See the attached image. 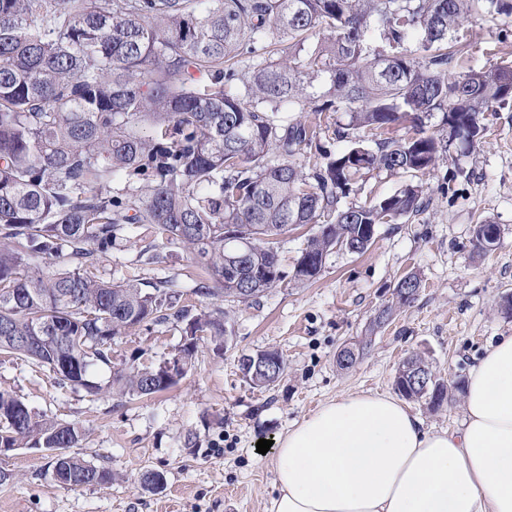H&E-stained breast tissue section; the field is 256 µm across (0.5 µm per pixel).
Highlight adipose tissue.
<instances>
[{
  "label": "adipose tissue",
  "instance_id": "1",
  "mask_svg": "<svg viewBox=\"0 0 512 512\" xmlns=\"http://www.w3.org/2000/svg\"><path fill=\"white\" fill-rule=\"evenodd\" d=\"M268 512H512V334L472 367L455 431L350 393L282 435Z\"/></svg>",
  "mask_w": 512,
  "mask_h": 512
}]
</instances>
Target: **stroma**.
<instances>
[{
    "mask_svg": "<svg viewBox=\"0 0 512 512\" xmlns=\"http://www.w3.org/2000/svg\"><path fill=\"white\" fill-rule=\"evenodd\" d=\"M452 38L471 46L459 70L512 61V18H471ZM484 124L473 152L450 154L423 175L425 212L378 225L364 254L331 252L312 283H283L254 301L193 294L209 278L185 250L172 249L164 265L144 264L141 251L159 239L151 226L132 225L129 242L100 258L94 274L174 282L182 304L227 311L229 342L219 354L201 342L178 384L149 397L91 395L59 385L31 361L0 355V390L23 400L36 417L80 426L84 438L73 455L112 473L108 484L65 488L54 479L51 455L17 449L0 456V470L11 475L0 484V512H266L275 473L272 454L257 452L258 440H278L346 393L395 395L396 372L415 353L447 384L450 400L437 409L413 400L410 409L426 429H458L470 368L497 336L512 332V315L502 308L512 294V103L485 113ZM449 173L456 179L445 192L440 185ZM410 180L407 173L370 172L343 203L371 201ZM485 220L501 229L498 246L487 253L473 246ZM410 272L421 280L415 302L370 332L372 318ZM368 334L369 351L340 369L338 350ZM181 338V327L170 324L132 328L115 339L112 363L160 362ZM267 349L279 351L286 368L274 387L260 390L240 376L238 359ZM150 471L164 474L163 488H144Z\"/></svg>",
    "mask_w": 512,
    "mask_h": 512,
    "instance_id": "obj_1",
    "label": "stroma"
}]
</instances>
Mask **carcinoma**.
Here are the masks:
<instances>
[{"label":"carcinoma","mask_w":512,"mask_h":512,"mask_svg":"<svg viewBox=\"0 0 512 512\" xmlns=\"http://www.w3.org/2000/svg\"><path fill=\"white\" fill-rule=\"evenodd\" d=\"M471 13L511 17L512 0H0V353L88 392H162L147 373L113 366L108 341L143 323H186L216 340L226 314L178 306L168 280L144 289L90 274L131 225L193 256L216 286L197 292L243 302L322 272L300 259L292 274L280 269L271 237L289 226L316 225L308 254L340 238L363 252L362 225L423 212L413 183L369 204L341 199L365 173L424 175L452 148L475 147L484 113L512 102V61L455 71L468 47L448 36ZM321 30L327 40L310 43ZM369 34L414 40L419 56L370 51ZM276 37L288 53L274 60ZM318 78L329 84L319 94ZM340 112L348 123L334 133L347 148L304 170L298 157L321 152L322 119ZM405 122L411 137L397 135ZM39 257L62 265L24 273ZM407 287L383 313L415 301L421 282ZM25 336L39 346L19 347ZM103 366L109 380H90ZM82 436L0 391V447L74 448ZM63 466L112 481L74 455Z\"/></svg>","instance_id":"obj_1"}]
</instances>
